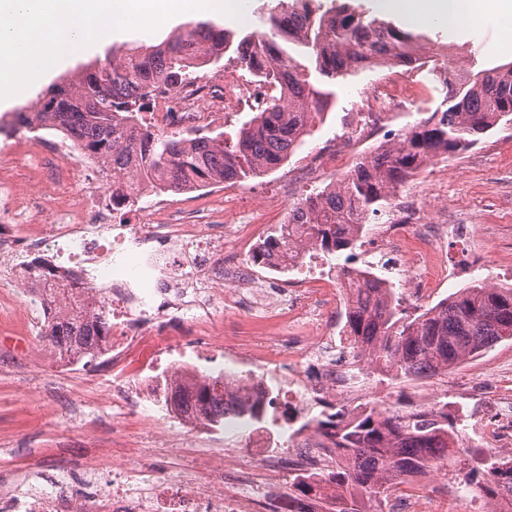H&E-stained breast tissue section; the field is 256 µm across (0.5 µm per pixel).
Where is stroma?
Listing matches in <instances>:
<instances>
[{
  "instance_id": "stroma-1",
  "label": "stroma",
  "mask_w": 512,
  "mask_h": 512,
  "mask_svg": "<svg viewBox=\"0 0 512 512\" xmlns=\"http://www.w3.org/2000/svg\"><path fill=\"white\" fill-rule=\"evenodd\" d=\"M388 20L412 31H423L438 43L461 46L448 59L449 69L466 67L467 51H480L494 63L512 61L505 39L512 17L480 14L472 0H460L453 22L428 15L414 20L400 11ZM378 69L329 83L333 98L288 168L340 134L348 113L358 111ZM415 89L413 100L396 104L389 117L401 132L440 108L444 94L432 87L426 70L402 71ZM418 178L426 191L448 209L449 222L473 227L468 240L449 239L437 251L449 270L483 254L499 263L503 276L512 275V124L500 125L469 150L449 156L447 174L423 170ZM46 341L28 343L20 330L0 325V471L18 474L26 489L52 479L58 465L71 467L74 480L94 491L89 464L103 452L132 447L133 441L112 407V388L105 365L93 364L74 375L58 372ZM496 364L492 386L497 397L512 398V341H503L472 360L473 366Z\"/></svg>"
}]
</instances>
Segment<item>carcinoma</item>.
Listing matches in <instances>:
<instances>
[{"instance_id": "1", "label": "carcinoma", "mask_w": 512, "mask_h": 512, "mask_svg": "<svg viewBox=\"0 0 512 512\" xmlns=\"http://www.w3.org/2000/svg\"><path fill=\"white\" fill-rule=\"evenodd\" d=\"M265 24L259 35L238 37L199 21L157 45L114 53L104 66L59 86L60 100L53 90L39 97L37 118L75 135L82 150L103 160L112 179L129 177L137 189L236 183L282 167L305 143L333 96L322 79L347 78L382 64L415 69L419 49L428 42L423 33L346 7L319 14L304 0H277ZM228 52L237 66L279 91L235 139L157 134L143 123L140 114L153 91L182 83L190 68L216 63ZM441 56H448L444 46L434 53L430 72L445 89L446 108L404 130L396 146L361 158L334 189L313 192L292 206L290 222L322 253L354 249L358 229L379 216L425 164L464 151L502 120L512 121V62L483 67L473 56L467 68L451 71ZM357 292L362 298L349 310L347 333L380 381L434 378L512 340V286L473 280L410 319L398 316L395 290L366 281ZM43 338L85 355L109 340L106 328L80 312L55 316ZM196 400L224 415L217 389L200 388ZM237 412L267 421L261 399ZM311 425L334 444L343 464L324 479L330 486L326 495L321 486L293 478L288 512H310L315 499L323 501V512H370L382 505L390 482L407 481L454 457L464 430L446 401L408 411L399 398L386 410L373 403L330 406ZM466 483L492 504V512H512V458L484 456Z\"/></svg>"}]
</instances>
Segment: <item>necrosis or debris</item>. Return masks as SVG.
Returning <instances> with one entry per match:
<instances>
[{
	"mask_svg": "<svg viewBox=\"0 0 512 512\" xmlns=\"http://www.w3.org/2000/svg\"><path fill=\"white\" fill-rule=\"evenodd\" d=\"M399 82L394 72L375 80L365 111L336 138V162L385 124L377 104ZM266 94L254 78L221 87L201 73L158 88L153 120L162 131L199 134L224 123L233 107L258 111ZM99 164L48 125L8 143L0 156V274L25 289L0 290V316L29 328L50 321L55 312L42 306L41 294L71 289L70 308L101 314L106 323L112 391L123 417L152 438L176 432L178 453L191 467L160 474L140 466L136 453H115L93 465L101 487L92 495L78 492L62 468L50 485L23 494L0 489V512H274L292 476L319 480L336 463L333 448L306 425L323 403L388 405L375 398L365 359L347 349L350 278L384 277L391 260L404 290L424 296L439 279L437 246L463 225L431 217L416 194L397 196L344 279L296 236L261 252L273 228H287L297 183L327 181L322 152L280 178L256 206L228 191L219 210L176 206L162 195L97 179ZM135 197L146 223L118 222ZM242 315L258 325L256 335H225L223 318ZM214 382L226 403L262 397L271 409L287 406L299 426L251 425L245 447H225L224 419L194 403L200 385ZM436 470L437 479L418 491L391 488L384 512L471 502L466 487L449 482L446 464Z\"/></svg>",
	"mask_w": 512,
	"mask_h": 512,
	"instance_id": "obj_1",
	"label": "necrosis or debris"
}]
</instances>
